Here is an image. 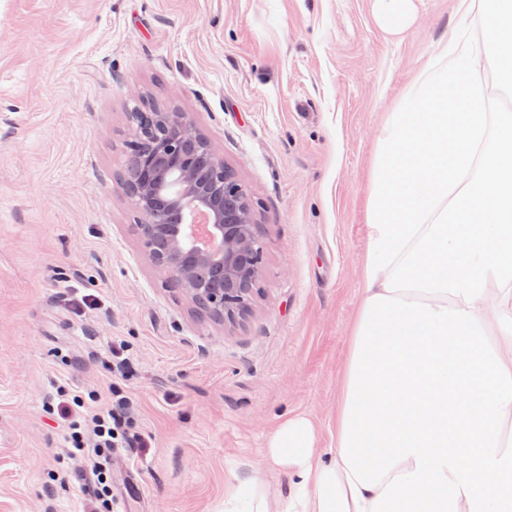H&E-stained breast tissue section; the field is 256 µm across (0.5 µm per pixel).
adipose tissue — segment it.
<instances>
[{"instance_id": "adipose-tissue-1", "label": "adipose tissue", "mask_w": 512, "mask_h": 512, "mask_svg": "<svg viewBox=\"0 0 512 512\" xmlns=\"http://www.w3.org/2000/svg\"><path fill=\"white\" fill-rule=\"evenodd\" d=\"M478 65L473 47L450 32L441 54L421 67L379 131L362 298L384 293L397 260L471 179L491 129L486 87L473 77ZM473 306L496 354H503L497 317L512 305L495 278H488ZM264 458L268 469L287 472V496L250 476L225 495L224 512H370L382 492L356 481L340 444L319 447L316 425L302 414L280 424Z\"/></svg>"}]
</instances>
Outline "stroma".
Masks as SVG:
<instances>
[{"instance_id": "stroma-1", "label": "stroma", "mask_w": 512, "mask_h": 512, "mask_svg": "<svg viewBox=\"0 0 512 512\" xmlns=\"http://www.w3.org/2000/svg\"><path fill=\"white\" fill-rule=\"evenodd\" d=\"M465 21L413 0H0V512H86L91 462L52 411L119 386L146 445L112 512H224L294 413L333 444L367 249L376 134ZM183 112L254 206L245 317L168 287L124 185L134 104ZM128 365L113 373L112 352ZM412 0H375V13L378 20L391 27L400 26L407 18Z\"/></svg>"}]
</instances>
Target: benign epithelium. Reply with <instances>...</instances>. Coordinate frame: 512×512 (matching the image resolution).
I'll return each instance as SVG.
<instances>
[{
	"mask_svg": "<svg viewBox=\"0 0 512 512\" xmlns=\"http://www.w3.org/2000/svg\"><path fill=\"white\" fill-rule=\"evenodd\" d=\"M174 134L151 153L130 152L127 165L133 195L143 216L139 226L143 247L166 280L181 287L195 301L201 300L200 280L209 274L227 289L208 288L209 303L232 316L248 308L239 296L256 281L262 270L263 244L254 231L249 204L232 170L209 152L217 168L224 171L225 190L204 188L196 180V162L189 147L199 137L194 124L183 113H163ZM204 212L210 235L219 248L206 251L195 244L190 225L182 220Z\"/></svg>",
	"mask_w": 512,
	"mask_h": 512,
	"instance_id": "obj_1",
	"label": "benign epithelium"
}]
</instances>
